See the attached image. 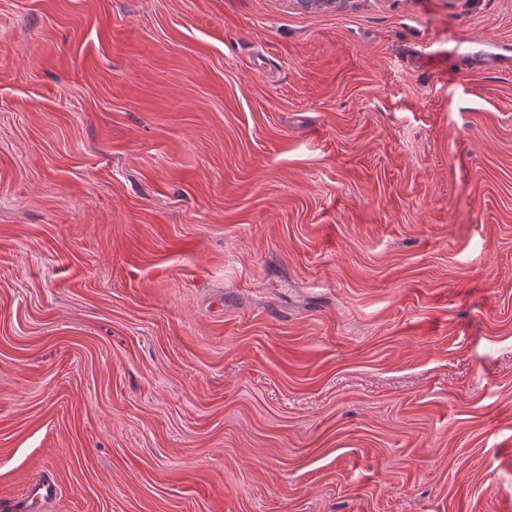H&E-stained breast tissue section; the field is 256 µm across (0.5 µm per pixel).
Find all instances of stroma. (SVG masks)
<instances>
[{
	"label": "stroma",
	"mask_w": 512,
	"mask_h": 512,
	"mask_svg": "<svg viewBox=\"0 0 512 512\" xmlns=\"http://www.w3.org/2000/svg\"><path fill=\"white\" fill-rule=\"evenodd\" d=\"M512 0H0V497L512 512ZM57 495L56 484L44 477L34 479L20 500L0 499L1 512H38Z\"/></svg>",
	"instance_id": "1"
}]
</instances>
